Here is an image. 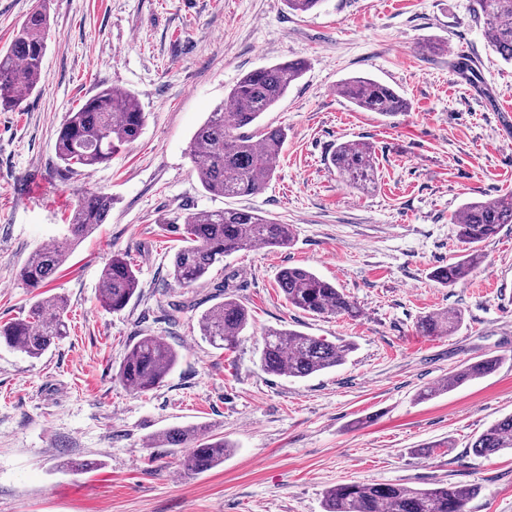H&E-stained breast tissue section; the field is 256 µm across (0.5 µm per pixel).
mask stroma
I'll list each match as a JSON object with an SVG mask.
<instances>
[{"label": "stroma", "instance_id": "stroma-1", "mask_svg": "<svg viewBox=\"0 0 512 512\" xmlns=\"http://www.w3.org/2000/svg\"><path fill=\"white\" fill-rule=\"evenodd\" d=\"M44 4L39 85L0 110V324L33 296L18 271L54 244L82 192L115 203L52 283L68 335L41 357L0 345V512H323L342 483L410 488L475 485L468 512H512V453L470 444L512 415V224L480 245L483 263L446 288L431 271L463 255L451 218L462 204L512 192V64L485 40L477 0H322L295 13L284 0H0V48ZM307 68L261 125L286 129L273 177L249 198L208 194L189 143L246 73L289 60ZM474 62L473 80L458 73ZM365 76L411 104L385 118L357 110L338 87ZM133 92L139 137L91 173L58 170L56 132L99 89ZM371 143L378 181L364 193L330 163L337 143ZM251 208L291 225L287 248L226 256L183 288L169 274L176 218ZM127 253L139 288L118 313L99 302L112 253ZM303 266L362 311L351 320L289 306L282 268ZM228 291H221V284ZM249 309L233 349L201 336L202 312L225 295ZM460 311L447 336H421V315ZM271 328L353 343L346 362L303 379L266 373ZM179 353L162 383L138 393L117 372L145 335ZM492 374L420 402L418 392L488 356ZM196 424L234 444L223 465L185 471L184 448L156 432ZM434 446L424 457L420 448ZM94 461L92 469L74 465Z\"/></svg>", "mask_w": 512, "mask_h": 512}]
</instances>
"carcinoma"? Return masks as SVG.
I'll use <instances>...</instances> for the list:
<instances>
[{
    "label": "carcinoma",
    "instance_id": "cac0c4a2",
    "mask_svg": "<svg viewBox=\"0 0 512 512\" xmlns=\"http://www.w3.org/2000/svg\"><path fill=\"white\" fill-rule=\"evenodd\" d=\"M488 45L500 58L512 63V0H478ZM49 17L45 9H34L19 26L11 42L0 49V107L15 110L39 84L46 52ZM306 70L297 59L253 70L230 90L224 103L209 114L194 132L189 146L195 173L204 190L215 196L236 198L261 193L279 163L285 130L265 128L256 136L250 131ZM339 93L365 112L395 117L410 110V103L379 81L350 78ZM145 124V112L137 96L117 88H106L88 97L66 114L58 129L56 155L64 170L77 173L108 162L112 155L135 141ZM331 165L349 185L360 191L378 177L376 151L368 142L336 145ZM112 195L87 191L71 210L66 233L53 246L32 252L19 270L21 281L36 291L28 316L0 327V344L20 350L32 358L43 355L68 333L66 303L47 287L54 281L74 247L105 223ZM182 245L172 261L171 276L182 287L202 280L210 267L224 257L261 245L284 248L292 241L287 224H279L254 210L224 208L188 212L182 217ZM504 224H512V194L464 204L455 217L457 237L468 245L457 261L435 268L430 277L444 287L467 280L483 262L478 244L496 235ZM99 301L103 308L122 311L135 296L138 278L127 255L112 253L100 277ZM278 287L289 305L312 315L357 317L360 310L344 291L311 270L291 266L281 270ZM461 313L444 309L420 316L416 331L423 336H446L459 327ZM249 323V311L238 299L226 294L224 301L201 316L200 332L219 349L231 348ZM354 346L333 343L291 329H270L263 338L260 361L264 371L289 378H305L343 364ZM178 362V352L162 338L140 337L128 350L118 372L119 381L136 392L160 384ZM499 356H489L463 365L447 379L419 392L420 400L431 399L497 370ZM154 443L191 445L183 458L184 468L203 473L224 464L233 444L209 436L201 426L165 429L154 435ZM473 453L488 456L512 451V415L498 421L471 444ZM479 494L476 486L407 488L399 484H338L325 495V512H467V504Z\"/></svg>",
    "mask_w": 512,
    "mask_h": 512
}]
</instances>
